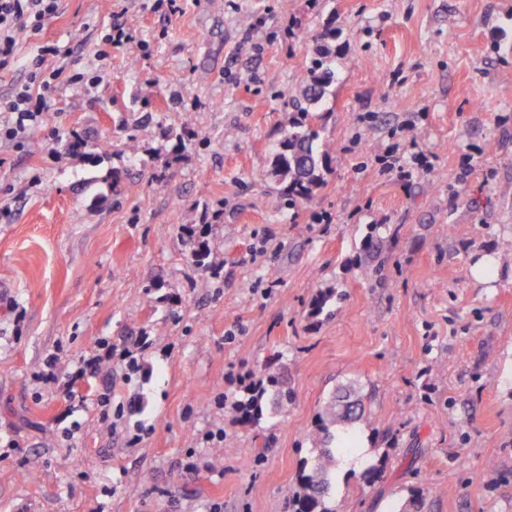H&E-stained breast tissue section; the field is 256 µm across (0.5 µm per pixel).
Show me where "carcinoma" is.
I'll list each match as a JSON object with an SVG mask.
<instances>
[{"label":"carcinoma","instance_id":"1","mask_svg":"<svg viewBox=\"0 0 512 512\" xmlns=\"http://www.w3.org/2000/svg\"><path fill=\"white\" fill-rule=\"evenodd\" d=\"M330 37L331 32L325 31L322 35L325 43L317 48V58L312 62L309 77L298 93L289 95L283 101L284 107L292 112L293 119L280 143L273 175L284 183V192L293 204L308 200L313 190L324 182L321 164L328 156V149H320L319 132L314 127V121L318 118L317 109L327 89L336 81V56L326 43ZM210 254L211 247L206 240L194 241L192 264L199 271L214 275L216 271L209 262ZM270 392L273 393L274 402L288 396L283 381L276 374L268 375L245 398L232 401L228 412L243 421L257 423L264 416L266 397ZM354 392L355 389L350 386L344 393L334 395L320 416L318 432L311 438V444L320 452L310 469L300 470L297 488L288 498L289 512H333L326 507L324 497L337 457L351 451L354 437L350 435L338 442L330 428L357 416L361 403L358 399H351Z\"/></svg>","mask_w":512,"mask_h":512}]
</instances>
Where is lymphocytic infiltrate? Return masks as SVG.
<instances>
[{
	"label": "lymphocytic infiltrate",
	"instance_id": "1",
	"mask_svg": "<svg viewBox=\"0 0 512 512\" xmlns=\"http://www.w3.org/2000/svg\"><path fill=\"white\" fill-rule=\"evenodd\" d=\"M60 0H0V73L12 70L18 61L19 35L27 33L38 40L37 53L27 80L14 84L9 93L0 98V142L22 147L31 128L42 124L51 100L60 86H98L102 75L85 77L81 72H66L65 68H46L49 60L68 56V49L56 42L40 40L39 35L47 19L59 10ZM99 355L80 358L76 370L60 375L58 358L49 355L42 369L33 375L34 381L56 385L63 393H71L82 380L95 378L102 369Z\"/></svg>",
	"mask_w": 512,
	"mask_h": 512
}]
</instances>
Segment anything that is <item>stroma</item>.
I'll use <instances>...</instances> for the list:
<instances>
[{"label":"stroma","mask_w":512,"mask_h":512,"mask_svg":"<svg viewBox=\"0 0 512 512\" xmlns=\"http://www.w3.org/2000/svg\"><path fill=\"white\" fill-rule=\"evenodd\" d=\"M117 24L132 41L96 61ZM328 27L332 149L292 205L272 174L283 98ZM42 37L105 77L0 143V512H288L347 383L379 470L337 469L333 512H512V0H61ZM395 142L403 169L383 171ZM205 215L214 276L181 233ZM484 254L490 288L469 272ZM143 334L135 368L113 359L74 396L32 379ZM270 372L288 404L226 413Z\"/></svg>","instance_id":"1"}]
</instances>
